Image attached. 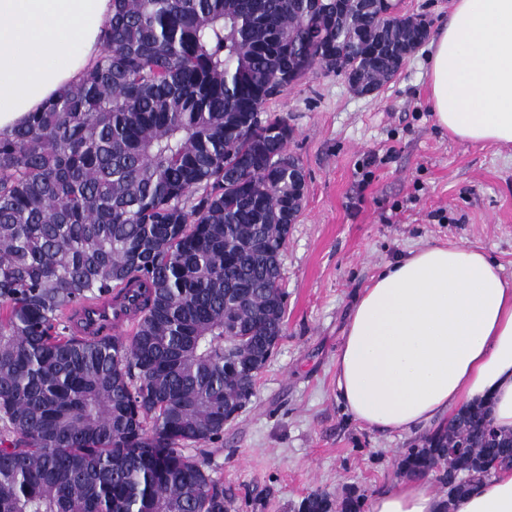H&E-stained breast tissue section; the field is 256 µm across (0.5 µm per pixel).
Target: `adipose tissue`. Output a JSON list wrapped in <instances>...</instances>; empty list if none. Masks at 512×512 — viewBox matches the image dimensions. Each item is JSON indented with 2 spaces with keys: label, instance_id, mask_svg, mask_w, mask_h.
<instances>
[{
  "label": "adipose tissue",
  "instance_id": "obj_1",
  "mask_svg": "<svg viewBox=\"0 0 512 512\" xmlns=\"http://www.w3.org/2000/svg\"><path fill=\"white\" fill-rule=\"evenodd\" d=\"M112 0H0V135L23 125L96 59ZM440 129L512 144V0H454L429 57ZM336 384L358 423L415 433L484 401L512 432V286L477 248L428 245L384 266L345 329ZM430 480L395 482L369 512H442ZM451 512H512V470Z\"/></svg>",
  "mask_w": 512,
  "mask_h": 512
}]
</instances>
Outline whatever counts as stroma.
Returning <instances> with one entry per match:
<instances>
[{
	"mask_svg": "<svg viewBox=\"0 0 512 512\" xmlns=\"http://www.w3.org/2000/svg\"><path fill=\"white\" fill-rule=\"evenodd\" d=\"M429 44L376 95L317 72L266 109L287 115V150L306 194L282 254L284 334L252 403L206 446L211 475L234 485L232 512H297L319 489L364 497L401 480L398 460L421 434L353 420L336 360L357 296L381 266L433 244L482 249L512 283V149L440 130L430 108Z\"/></svg>",
	"mask_w": 512,
	"mask_h": 512,
	"instance_id": "1",
	"label": "stroma"
}]
</instances>
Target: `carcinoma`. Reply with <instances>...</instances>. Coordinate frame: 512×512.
Segmentation results:
<instances>
[{
  "label": "carcinoma",
  "instance_id": "cac0c4a2",
  "mask_svg": "<svg viewBox=\"0 0 512 512\" xmlns=\"http://www.w3.org/2000/svg\"><path fill=\"white\" fill-rule=\"evenodd\" d=\"M381 0H112L94 63L0 136V512H229L188 447L224 434L284 332L280 256L303 197L283 115L318 70L380 88L429 36ZM129 336L72 334L111 292ZM405 450L445 505L512 467L483 402ZM467 445L437 469L448 448ZM309 492L298 512H361Z\"/></svg>",
  "mask_w": 512,
  "mask_h": 512
}]
</instances>
